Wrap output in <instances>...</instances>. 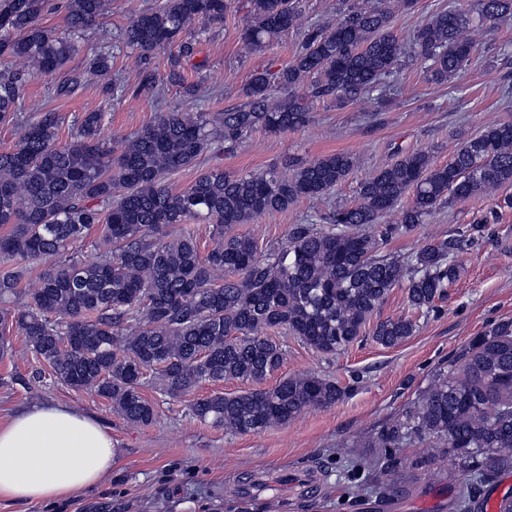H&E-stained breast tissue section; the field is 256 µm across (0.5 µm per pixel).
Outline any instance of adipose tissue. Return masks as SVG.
<instances>
[{
    "mask_svg": "<svg viewBox=\"0 0 512 512\" xmlns=\"http://www.w3.org/2000/svg\"><path fill=\"white\" fill-rule=\"evenodd\" d=\"M112 435L95 418L41 404L0 427V499L53 501L96 486L112 469Z\"/></svg>",
    "mask_w": 512,
    "mask_h": 512,
    "instance_id": "obj_1",
    "label": "adipose tissue"
}]
</instances>
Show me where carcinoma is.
<instances>
[{
    "label": "carcinoma",
    "mask_w": 512,
    "mask_h": 512,
    "mask_svg": "<svg viewBox=\"0 0 512 512\" xmlns=\"http://www.w3.org/2000/svg\"><path fill=\"white\" fill-rule=\"evenodd\" d=\"M416 0H343L333 27L305 30L300 48L276 73H254L241 102L222 112H161L119 155L103 138V113L77 120L75 136L59 141V115L40 107L21 126L14 147L0 153V257L20 263L54 258L28 302L0 309V330L16 328L37 358L63 384L111 402L125 421L147 425L152 403L139 390L143 370L160 368L162 391L177 398L203 381H264L284 362L271 333L294 336L325 355L345 350L396 287L411 306L427 311L457 280L452 260L464 239L482 236L486 222L434 239L399 259L382 253L383 239L409 233L443 204L512 186V124L487 127L434 166L427 152L402 155L359 185L356 203L337 208L326 229L296 224L281 248L262 257L255 241L231 235L236 224L284 211L301 198H321L346 180L354 157L337 152L290 162L292 174L235 176L215 167L174 191L168 176L207 154L232 153L258 130H299L316 102H368L367 117L405 58L425 64L427 78H457L477 50L466 32L475 24L512 23V0H474V15L435 13L410 43L393 33L396 12ZM240 39L261 51L299 24V0H249ZM232 0H161L120 34L140 53L139 90L157 87L153 53L181 34V56L194 54L195 25L222 22ZM46 0H0V57L19 59L27 72L0 75V124L17 123L26 75H53L71 60L72 38L93 26L105 0H66L59 32L41 23ZM112 69L100 51L56 87L66 97L88 77ZM203 218L215 246L200 254L188 231L165 229ZM102 228L94 262L69 255L93 227ZM19 279L0 278V303L17 294ZM416 323L398 317L378 323L373 339L392 347L413 336ZM338 383L312 374L280 378L271 388L196 399L197 418L235 434L285 425L304 411L336 404ZM448 442L461 494L471 512L476 493L512 471V320L470 339L433 374L406 421L394 420L368 442L398 448L414 436Z\"/></svg>",
    "instance_id": "carcinoma-1"
}]
</instances>
